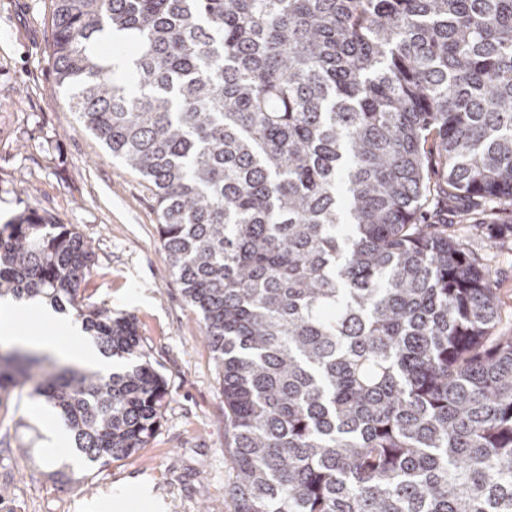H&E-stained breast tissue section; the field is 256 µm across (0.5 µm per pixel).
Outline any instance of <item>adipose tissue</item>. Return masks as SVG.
Returning <instances> with one entry per match:
<instances>
[{
  "label": "adipose tissue",
  "mask_w": 512,
  "mask_h": 512,
  "mask_svg": "<svg viewBox=\"0 0 512 512\" xmlns=\"http://www.w3.org/2000/svg\"><path fill=\"white\" fill-rule=\"evenodd\" d=\"M18 312V306L13 302H0V341L78 366H94L100 368L103 372H111V361L105 359L96 346L85 341L84 333L79 324L64 319L62 315H54V322L59 323L62 330L72 341L71 346L66 347L53 336H46L37 332L20 333L15 326V316Z\"/></svg>",
  "instance_id": "adipose-tissue-1"
}]
</instances>
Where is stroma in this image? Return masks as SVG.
Masks as SVG:
<instances>
[{
  "instance_id": "1",
  "label": "stroma",
  "mask_w": 512,
  "mask_h": 512,
  "mask_svg": "<svg viewBox=\"0 0 512 512\" xmlns=\"http://www.w3.org/2000/svg\"><path fill=\"white\" fill-rule=\"evenodd\" d=\"M53 0H0V230L25 209L50 213L96 243L81 286L112 315L133 316L166 397L146 448L105 467L87 484L53 478L60 467L43 439L52 409L35 397L0 401V512H148V482L166 512H231V462L224 452V397L201 318L186 302L158 234L153 192L77 120L53 69ZM488 264L512 336V227L469 222L448 228ZM32 448L31 459L18 453Z\"/></svg>"
}]
</instances>
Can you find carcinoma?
<instances>
[{"mask_svg":"<svg viewBox=\"0 0 512 512\" xmlns=\"http://www.w3.org/2000/svg\"><path fill=\"white\" fill-rule=\"evenodd\" d=\"M130 34L131 81L89 45ZM80 123L150 182L213 353L233 512H512V336L451 219L512 207V0H53ZM95 257L20 212L0 299L71 308L106 358L0 355L90 464L146 447L165 385Z\"/></svg>","mask_w":512,"mask_h":512,"instance_id":"cac0c4a2","label":"carcinoma"}]
</instances>
